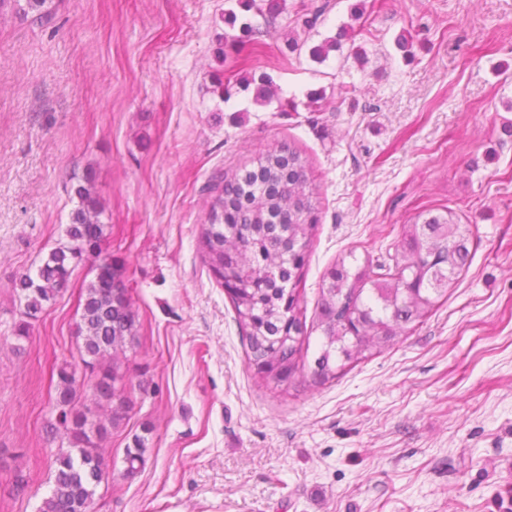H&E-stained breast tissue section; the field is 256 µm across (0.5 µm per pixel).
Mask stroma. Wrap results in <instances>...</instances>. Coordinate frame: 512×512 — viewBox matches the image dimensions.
Segmentation results:
<instances>
[{
	"label": "stroma",
	"instance_id": "35a3bbf8",
	"mask_svg": "<svg viewBox=\"0 0 512 512\" xmlns=\"http://www.w3.org/2000/svg\"><path fill=\"white\" fill-rule=\"evenodd\" d=\"M238 7L48 0L40 23L0 5V512H39L67 445L46 429L93 264L23 338L14 283L64 241L84 184L135 312L96 512H512V0H286L247 35ZM357 7L354 41L312 61ZM264 76L279 99L259 105L240 81ZM284 142L320 200L306 321L336 260L385 256L423 212L469 225L473 252L405 340L285 394L248 367L198 242L212 179Z\"/></svg>",
	"mask_w": 512,
	"mask_h": 512
}]
</instances>
